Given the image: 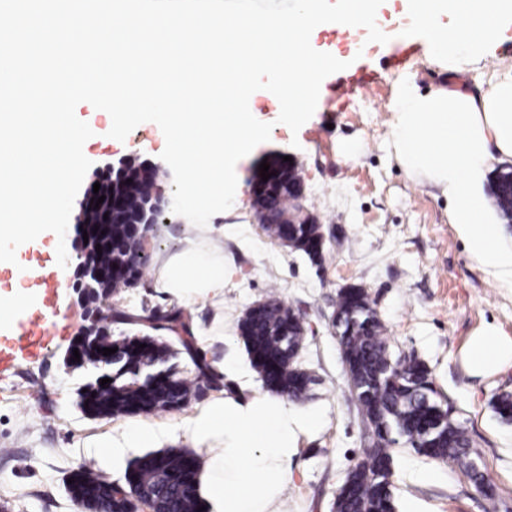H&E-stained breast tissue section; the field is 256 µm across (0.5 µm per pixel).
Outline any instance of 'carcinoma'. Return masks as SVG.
Returning <instances> with one entry per match:
<instances>
[{"mask_svg": "<svg viewBox=\"0 0 512 512\" xmlns=\"http://www.w3.org/2000/svg\"><path fill=\"white\" fill-rule=\"evenodd\" d=\"M499 213H512V183L494 175L490 183ZM253 207L268 236L297 251L312 255L314 224H279L281 213L293 207L288 192L254 199ZM138 264L119 276L112 288L98 292L107 299L112 292L135 284L142 276ZM336 308L341 319L335 324L339 348L352 364L348 383L363 421L372 431V449L357 462L340 489L336 512H394L391 487L393 469L390 448L401 442L417 452L456 465L480 487L485 476L479 456L466 429L442 404L433 387L430 371L417 360L395 359L389 350L385 326L361 287L350 286L338 294ZM120 323L144 330L163 327L178 339L189 356L197 351L190 324L180 310L160 317L165 325L146 323L147 317L112 308ZM239 331L252 366L272 392L296 401L305 398L314 378L294 360L303 340L302 327L294 309L275 295L244 312ZM117 348L112 354V388H102L93 380L84 385L95 393L92 408L96 415L119 418L127 415H158L178 410L199 397L204 389L224 387L222 376L202 361L195 362L194 377L157 371L175 355L171 344L145 333L114 340L103 337L99 348ZM195 454L167 449L138 458L127 473L124 491L100 478L87 462L70 472V490L97 508L112 504V512H139L143 506L154 512H198L194 471Z\"/></svg>", "mask_w": 512, "mask_h": 512, "instance_id": "1", "label": "carcinoma"}]
</instances>
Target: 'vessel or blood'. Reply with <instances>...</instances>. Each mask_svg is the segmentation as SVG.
<instances>
[{
  "label": "vessel or blood",
  "instance_id": "obj_1",
  "mask_svg": "<svg viewBox=\"0 0 512 512\" xmlns=\"http://www.w3.org/2000/svg\"><path fill=\"white\" fill-rule=\"evenodd\" d=\"M375 84V75L367 69H353L341 72L328 90L331 97L342 98L355 91H369ZM32 264L38 265L40 274L30 282L37 293L36 307L26 308L21 314L1 321L0 327L11 330L19 336L20 342L14 347L0 345V372L10 370L19 355L36 357L44 353L55 336L63 333L65 324L50 318L49 312L55 306L62 283L53 266L45 263L41 256H31Z\"/></svg>",
  "mask_w": 512,
  "mask_h": 512
}]
</instances>
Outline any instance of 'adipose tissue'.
Instances as JSON below:
<instances>
[{"mask_svg": "<svg viewBox=\"0 0 512 512\" xmlns=\"http://www.w3.org/2000/svg\"><path fill=\"white\" fill-rule=\"evenodd\" d=\"M414 19L405 38L422 32L430 54L457 61L487 52L512 29V0H405ZM466 13L468 28L446 21ZM396 158L406 173L441 189L468 254L499 280L512 284V248L500 234L501 218L483 190L493 163L512 161V71L493 74L476 89L455 82L427 93L403 88L390 124ZM231 272L199 241L163 266L162 286L187 306L221 302ZM461 360L471 376L488 377L512 365V337L493 324L469 339ZM288 396L255 391L247 400L214 397L178 430L142 420L102 435L96 446L104 473H111L136 448H150L180 435L197 454L196 490L204 512H281V492L298 439L318 432L320 410L296 414Z\"/></svg>", "mask_w": 512, "mask_h": 512, "instance_id": "ef3b65f1", "label": "adipose tissue"}]
</instances>
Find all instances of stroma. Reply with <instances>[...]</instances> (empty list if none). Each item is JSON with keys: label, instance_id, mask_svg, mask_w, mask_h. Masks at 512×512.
<instances>
[{"label": "stroma", "instance_id": "obj_1", "mask_svg": "<svg viewBox=\"0 0 512 512\" xmlns=\"http://www.w3.org/2000/svg\"><path fill=\"white\" fill-rule=\"evenodd\" d=\"M360 65L375 71L371 93L341 100L320 94L316 111L298 133L277 121L271 101L260 97L256 112L272 126L271 136L242 171L237 201L210 218L205 228L165 211L145 244L148 263L143 280L102 301L160 314L177 304L163 294V262L177 254L186 238H198L210 254L223 258L233 276L224 285V302L185 307L194 329L224 319L223 339L202 345L210 364L231 366L224 394L250 397L263 383L253 368L238 331V321L254 303L277 295L291 305L305 327L297 358L318 383L296 411L321 409L325 423L300 437L283 492L284 512H333V502L349 470L369 453L370 432L351 393L332 321L339 291L349 285L367 291L386 328L393 356H412L430 370L436 390L465 426L483 464L484 488L452 464L418 454L399 444L392 448V496L397 512L414 501L420 512H512V423H504L493 405L512 394V367L487 378L470 376L461 351L484 324H496L512 336V285L497 280L465 250L448 222V200L435 188L412 181L398 165L389 132L392 106L404 82L425 92L453 82L447 67L430 58L423 39L401 67H391L386 45L367 41ZM355 153H343L345 144ZM160 139L119 150L95 143L85 147L91 162L80 195H87L118 166L131 161L154 169L166 193L173 175L161 159ZM291 157L303 179L306 205L326 241L322 262L311 261L271 239L253 209L250 184L269 155ZM69 273L55 305L67 323L49 350L19 360L0 375V502L11 512H73L65 481L77 464L93 460L94 444L120 429L123 419L93 418L79 408L77 392L92 377L62 364L67 348L85 321Z\"/></svg>", "mask_w": 512, "mask_h": 512}]
</instances>
